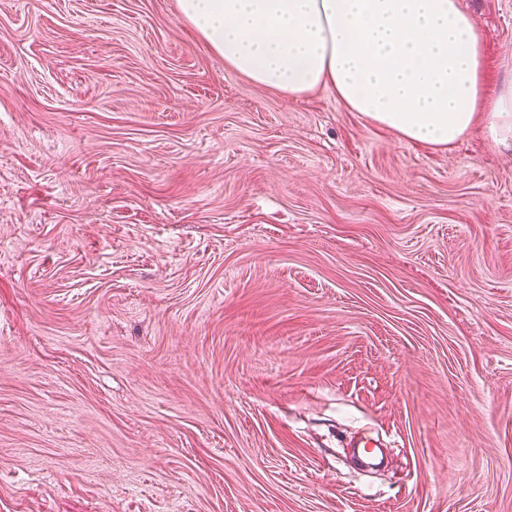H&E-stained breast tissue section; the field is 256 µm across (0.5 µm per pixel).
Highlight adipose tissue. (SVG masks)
Returning <instances> with one entry per match:
<instances>
[{
    "instance_id": "1",
    "label": "adipose tissue",
    "mask_w": 512,
    "mask_h": 512,
    "mask_svg": "<svg viewBox=\"0 0 512 512\" xmlns=\"http://www.w3.org/2000/svg\"><path fill=\"white\" fill-rule=\"evenodd\" d=\"M230 70L288 98L330 88L370 123L448 148L477 120L512 149V78L484 88L482 38L459 0H177Z\"/></svg>"
}]
</instances>
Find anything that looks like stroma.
<instances>
[{
    "label": "stroma",
    "instance_id": "35a3bbf8",
    "mask_svg": "<svg viewBox=\"0 0 512 512\" xmlns=\"http://www.w3.org/2000/svg\"><path fill=\"white\" fill-rule=\"evenodd\" d=\"M460 3L495 93L512 0ZM0 512H512V153L251 84L177 0H0Z\"/></svg>",
    "mask_w": 512,
    "mask_h": 512
}]
</instances>
